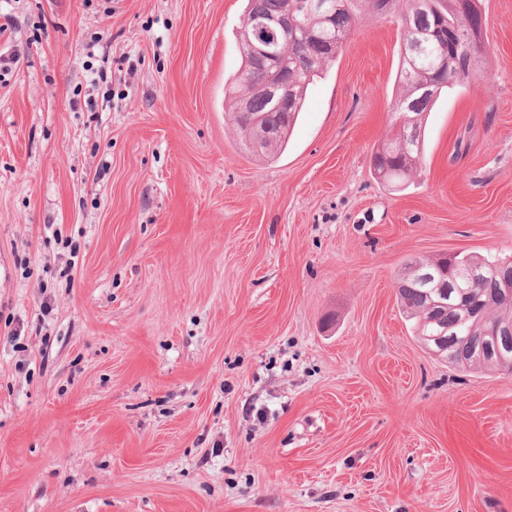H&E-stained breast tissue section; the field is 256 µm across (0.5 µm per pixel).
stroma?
Instances as JSON below:
<instances>
[{
	"instance_id": "stroma-1",
	"label": "stroma",
	"mask_w": 512,
	"mask_h": 512,
	"mask_svg": "<svg viewBox=\"0 0 512 512\" xmlns=\"http://www.w3.org/2000/svg\"><path fill=\"white\" fill-rule=\"evenodd\" d=\"M247 0H0V512H512V374L415 338L414 257L512 254V0L376 181L362 15L284 151L224 123Z\"/></svg>"
}]
</instances>
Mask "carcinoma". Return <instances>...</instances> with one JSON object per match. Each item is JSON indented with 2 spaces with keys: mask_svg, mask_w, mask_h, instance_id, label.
<instances>
[{
  "mask_svg": "<svg viewBox=\"0 0 512 512\" xmlns=\"http://www.w3.org/2000/svg\"><path fill=\"white\" fill-rule=\"evenodd\" d=\"M295 0H264L262 16L274 22L290 12ZM335 8L325 18L301 10L294 12L297 24L279 40L277 56L257 57L252 49L254 22L252 0H247L239 31L243 52L238 70L225 96L232 105L225 110V122L239 133L244 146L275 155L286 148L292 125L302 111L307 87L321 76L336 57L356 26L361 12L395 14L402 39L410 34L423 40L420 53L401 54L397 72L401 92L392 117L398 127L394 137L384 142L372 157L375 177L401 187L423 161L425 116L441 94L485 78L481 48L470 49L459 40L465 26L483 27L480 0H465L464 16L448 10V0H330ZM286 81L293 93L278 106L268 86ZM248 99V111L238 109V98ZM433 266L439 275L455 281L457 289L442 294L423 284L416 272ZM512 286V256L488 259L455 253L436 259H414L405 264L397 282L400 312L410 323L418 341L455 367L495 369L487 361L458 360V349L479 348L485 328L512 326V301L479 296L484 289Z\"/></svg>",
  "mask_w": 512,
  "mask_h": 512,
  "instance_id": "cac0c4a2",
  "label": "carcinoma"
}]
</instances>
